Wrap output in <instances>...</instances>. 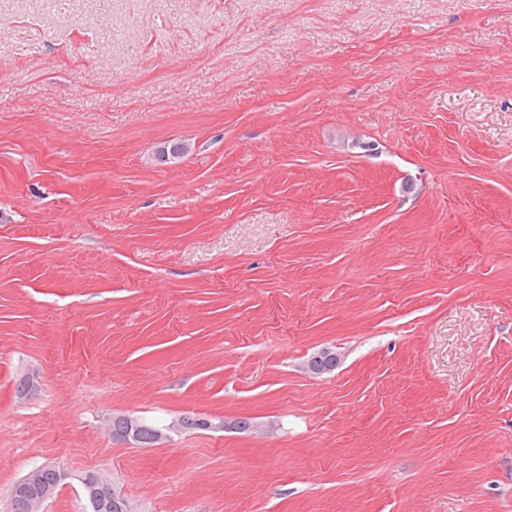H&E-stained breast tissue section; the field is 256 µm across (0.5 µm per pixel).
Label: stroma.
Masks as SVG:
<instances>
[{"mask_svg": "<svg viewBox=\"0 0 512 512\" xmlns=\"http://www.w3.org/2000/svg\"><path fill=\"white\" fill-rule=\"evenodd\" d=\"M186 412L230 427L108 429ZM44 464L512 512V0H0V512ZM190 151V144L183 140H169L161 143L154 154L155 161L160 164L174 163L183 158ZM160 158H167L161 162ZM197 417L192 413H184L176 419L161 426L150 425L141 418L123 414L113 417L110 426L112 438L118 442L128 445H139L143 441V434L148 431L154 441H164L170 437L172 433H182L190 431Z\"/></svg>", "mask_w": 512, "mask_h": 512, "instance_id": "obj_1", "label": "stroma"}]
</instances>
